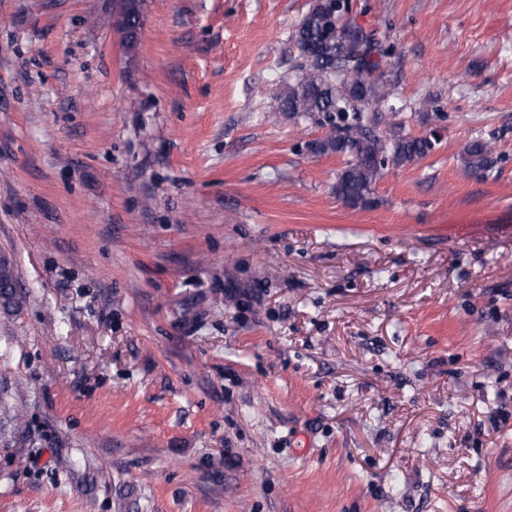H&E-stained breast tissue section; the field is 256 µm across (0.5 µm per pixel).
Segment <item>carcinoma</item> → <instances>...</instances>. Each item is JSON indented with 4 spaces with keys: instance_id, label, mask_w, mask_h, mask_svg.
Here are the masks:
<instances>
[{
    "instance_id": "carcinoma-1",
    "label": "carcinoma",
    "mask_w": 512,
    "mask_h": 512,
    "mask_svg": "<svg viewBox=\"0 0 512 512\" xmlns=\"http://www.w3.org/2000/svg\"><path fill=\"white\" fill-rule=\"evenodd\" d=\"M330 8L317 0L289 32L297 51L295 75L265 105V118L280 115L290 120H310L326 129L308 142L311 154L345 158L333 192L343 202L357 206L368 202L374 185L390 165L412 162L431 149L427 138L412 137L395 127L378 130V107L390 94L385 69L390 52L375 34L336 14L338 33L329 32ZM494 143L470 142L463 151L464 169L485 175L497 163ZM18 279L8 256L0 261V310L16 312L23 296L13 287Z\"/></svg>"
}]
</instances>
